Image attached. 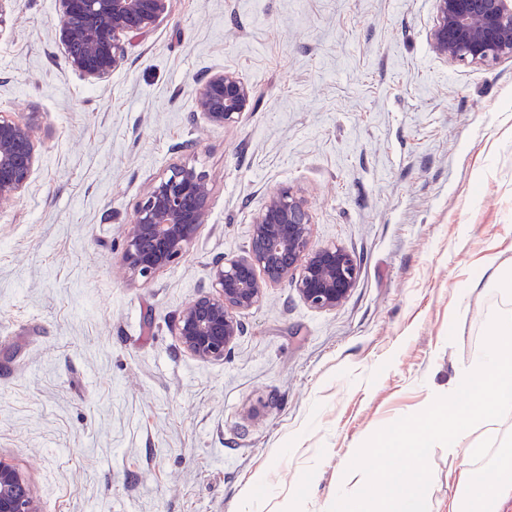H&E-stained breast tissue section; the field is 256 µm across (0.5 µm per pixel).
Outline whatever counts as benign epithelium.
Returning <instances> with one entry per match:
<instances>
[{"mask_svg":"<svg viewBox=\"0 0 512 512\" xmlns=\"http://www.w3.org/2000/svg\"><path fill=\"white\" fill-rule=\"evenodd\" d=\"M170 0H57L55 40L67 65L88 81L108 77L124 60L122 37L153 27ZM429 33L433 51L454 64L493 66L512 61V0H435ZM252 89L235 73L212 71L195 89L196 109L224 126L253 109ZM35 162L32 128L0 115V206L25 189ZM207 175L188 164L152 182L125 233L124 262L145 280L181 260L207 217ZM357 258L334 243L316 245L305 200L288 188L270 193L242 254L215 260L208 285L176 323L182 348L218 362L243 332L240 314L282 285L317 310L340 307L355 288ZM0 512H41L28 476L0 458Z\"/></svg>","mask_w":512,"mask_h":512,"instance_id":"obj_1","label":"benign epithelium"}]
</instances>
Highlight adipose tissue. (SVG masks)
<instances>
[{"label": "adipose tissue", "mask_w": 512, "mask_h": 512, "mask_svg": "<svg viewBox=\"0 0 512 512\" xmlns=\"http://www.w3.org/2000/svg\"><path fill=\"white\" fill-rule=\"evenodd\" d=\"M451 392L471 400V407L452 403L448 419H425L417 429L421 440L444 441L449 455L466 453L464 465L448 471L447 512H512V433L500 438L499 428L512 420V307L490 314V328L484 344L467 367L458 369ZM484 432L479 442L464 446V439L476 427ZM499 471L496 485H485L480 471L487 464ZM354 484L355 494H340L330 504V512H369L371 504H383L386 512H427L426 491L417 469L394 474H372L365 457H357L342 477Z\"/></svg>", "instance_id": "adipose-tissue-1"}]
</instances>
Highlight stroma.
<instances>
[{
  "instance_id": "1",
  "label": "stroma",
  "mask_w": 512,
  "mask_h": 512,
  "mask_svg": "<svg viewBox=\"0 0 512 512\" xmlns=\"http://www.w3.org/2000/svg\"><path fill=\"white\" fill-rule=\"evenodd\" d=\"M56 0L0 11V113L33 126L35 164L0 209V456L43 512H328L359 449L417 465L447 512L443 441L379 447L448 400L512 273V62L437 56L435 0H171L91 82L54 40ZM237 74L256 106L208 124L194 90ZM195 142L186 151V142ZM188 163L211 182L187 255L131 279L125 230L147 186ZM302 195L313 242L360 262L336 310L269 289L223 361L176 336L212 262L241 254L267 195Z\"/></svg>"
}]
</instances>
